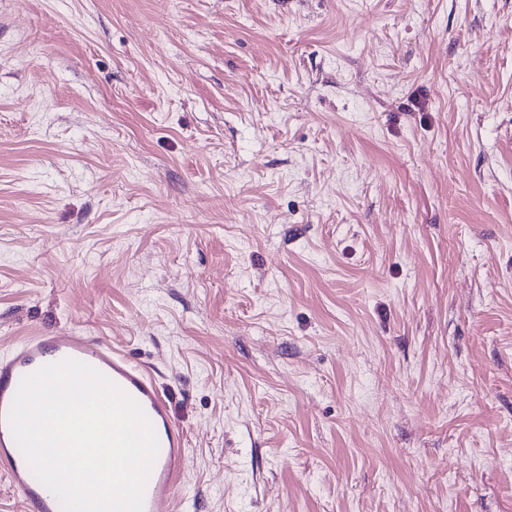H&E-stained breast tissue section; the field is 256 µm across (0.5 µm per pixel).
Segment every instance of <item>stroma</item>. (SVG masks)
Returning a JSON list of instances; mask_svg holds the SVG:
<instances>
[{
    "mask_svg": "<svg viewBox=\"0 0 512 512\" xmlns=\"http://www.w3.org/2000/svg\"><path fill=\"white\" fill-rule=\"evenodd\" d=\"M103 340L173 512H512V0H0V351Z\"/></svg>",
    "mask_w": 512,
    "mask_h": 512,
    "instance_id": "stroma-1",
    "label": "stroma"
}]
</instances>
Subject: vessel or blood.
<instances>
[{
	"label": "vessel or blood",
	"mask_w": 512,
	"mask_h": 512,
	"mask_svg": "<svg viewBox=\"0 0 512 512\" xmlns=\"http://www.w3.org/2000/svg\"><path fill=\"white\" fill-rule=\"evenodd\" d=\"M72 358L96 368L143 408L153 425L158 452L144 493V512H164L182 480L181 460L186 436L173 421L170 409L151 373L97 336L65 337L52 333L27 336L0 356V478L17 489L24 512H59L60 503L35 480L19 454L8 414L21 379L40 367Z\"/></svg>",
	"instance_id": "vessel-or-blood-1"
}]
</instances>
